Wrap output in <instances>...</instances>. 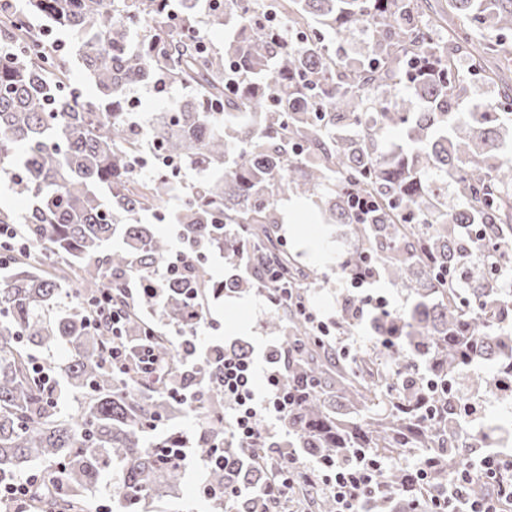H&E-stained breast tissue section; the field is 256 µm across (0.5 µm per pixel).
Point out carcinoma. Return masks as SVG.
<instances>
[{
    "instance_id": "cac0c4a2",
    "label": "carcinoma",
    "mask_w": 512,
    "mask_h": 512,
    "mask_svg": "<svg viewBox=\"0 0 512 512\" xmlns=\"http://www.w3.org/2000/svg\"><path fill=\"white\" fill-rule=\"evenodd\" d=\"M23 2L19 11L0 4V176L32 202L22 218L0 207V225H16L25 244L0 270V482L30 476L40 461L28 512H97L85 491L105 475L112 512H150L177 496L188 449L207 468L215 512H226L224 488L270 481L266 442L248 465L215 463L216 452L239 456L224 427V347L179 349L170 336L191 310L205 318L215 298L267 288L269 265L293 289L264 328L288 352L282 384L306 388L282 421L295 447L313 458L394 459L372 492L375 512L423 503L398 460L407 452L428 460L431 487H446L484 444L461 435L458 396L428 382L492 390L512 377V331L502 327L512 324V287L502 283L512 274V148L501 138L512 129V92L481 112L458 111L461 68L485 83L512 71V0H448L432 15L426 0ZM201 12L227 30L223 46L199 30ZM54 30L79 38L93 98L75 90ZM353 32L369 40L360 58L344 51ZM141 85L189 96L141 125L128 96ZM390 129L398 141L385 139ZM153 153L201 179L184 192L163 165L142 173ZM351 190L377 204L366 224L348 209ZM178 194L170 220L187 270L155 297L131 300L124 285L171 253L143 219ZM288 195L318 198L325 223L350 227L355 246L340 274L368 265L413 293L407 312L368 322L393 344L336 348L299 315L318 275L283 246L277 201ZM212 250L231 262L250 254L254 276L213 279ZM78 289L88 299L107 290L124 307L127 371L109 368L112 335L87 327ZM358 307V296L342 297L341 328L361 320ZM146 347L166 363L158 377L140 372ZM37 358L66 379V397L33 373ZM480 362L494 372L474 379ZM200 410L194 437L168 429ZM289 491L309 509L335 510L311 478Z\"/></svg>"
}]
</instances>
